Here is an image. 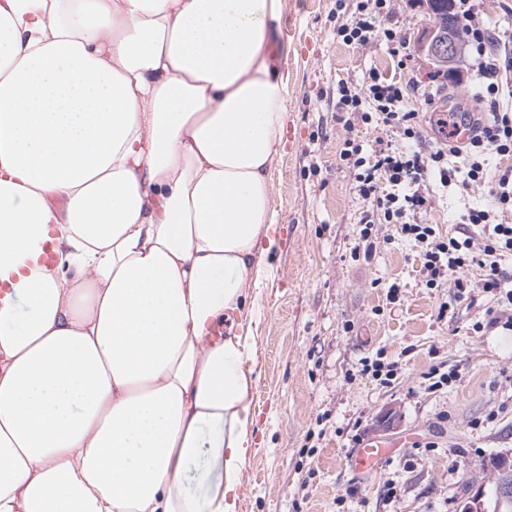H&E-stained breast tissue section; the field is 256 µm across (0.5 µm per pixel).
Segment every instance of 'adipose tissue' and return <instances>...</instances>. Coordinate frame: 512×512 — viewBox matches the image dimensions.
I'll list each match as a JSON object with an SVG mask.
<instances>
[{"mask_svg": "<svg viewBox=\"0 0 512 512\" xmlns=\"http://www.w3.org/2000/svg\"><path fill=\"white\" fill-rule=\"evenodd\" d=\"M284 13L0 0V512H238Z\"/></svg>", "mask_w": 512, "mask_h": 512, "instance_id": "ef3b65f1", "label": "adipose tissue"}]
</instances>
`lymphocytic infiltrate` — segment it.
Wrapping results in <instances>:
<instances>
[{
	"label": "lymphocytic infiltrate",
	"instance_id": "f902f5d3",
	"mask_svg": "<svg viewBox=\"0 0 512 512\" xmlns=\"http://www.w3.org/2000/svg\"><path fill=\"white\" fill-rule=\"evenodd\" d=\"M451 8L469 48L471 77L481 86V115L472 121V137L461 146L424 147L422 114L435 112L436 91L457 80V72L439 73L432 87L414 88L419 106L410 109L400 82L374 70L366 84L342 88L344 126L350 129L355 122L368 124L377 117L395 130L398 141L386 143L369 158L361 144L348 138L340 158L359 195L376 205L378 218L366 220L362 241H369L374 223L394 225L399 237L420 244L430 281L448 279L459 298L472 288L468 272L476 267L483 272L486 292L512 305V273L505 267L512 259V109L503 105L512 99V47L486 27L475 0H452ZM356 10L353 23L338 30L343 41L360 47L384 42L397 56L399 68H406L411 59L406 40L386 25L390 0H358ZM435 185L476 186L484 189L488 201L465 203L458 216L461 231L444 236L437 225L416 220L430 207Z\"/></svg>",
	"mask_w": 512,
	"mask_h": 512
}]
</instances>
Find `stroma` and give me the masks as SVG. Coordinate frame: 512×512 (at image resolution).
I'll return each instance as SVG.
<instances>
[{
  "mask_svg": "<svg viewBox=\"0 0 512 512\" xmlns=\"http://www.w3.org/2000/svg\"><path fill=\"white\" fill-rule=\"evenodd\" d=\"M392 8L388 25L414 55L403 71L384 43L357 49L338 36L355 0H286L271 47L288 84L287 142L272 171L271 274L242 320L256 339L257 429L239 512H461L463 486L479 488L484 462L512 452V307L479 288L476 269L460 301L448 282L427 287L419 246L392 225L374 224L369 255L355 251L373 202L340 152L346 136L369 153L392 133L345 131L339 88L372 69L423 85L438 70L421 50L434 29L428 0ZM480 194H436L421 219L448 233L462 200ZM365 358L394 364L392 381L362 374ZM372 438L393 448L356 478L351 453Z\"/></svg>",
  "mask_w": 512,
  "mask_h": 512,
  "instance_id": "obj_1",
  "label": "stroma"
}]
</instances>
